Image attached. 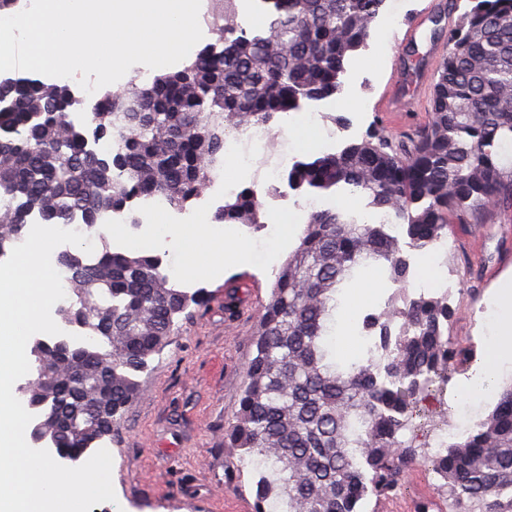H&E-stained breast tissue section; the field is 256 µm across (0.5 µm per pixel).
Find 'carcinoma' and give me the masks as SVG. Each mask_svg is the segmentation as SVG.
<instances>
[{"mask_svg":"<svg viewBox=\"0 0 512 512\" xmlns=\"http://www.w3.org/2000/svg\"><path fill=\"white\" fill-rule=\"evenodd\" d=\"M386 0H259L248 25L216 29L181 69L131 82L90 106L84 128L116 148L87 163L91 144L71 118V88L35 78L0 82V259L29 218L66 224L74 212L90 232L139 198L162 195L185 209L224 164V138L248 125L299 112L343 91L351 54L366 47ZM460 12L433 78L427 122L396 139L383 127L336 153H313L288 170L302 194H361L393 217L360 223L336 206L313 210L283 262L253 333L228 447L250 466L255 512H366L426 464L448 512H512V383L493 409L430 452L429 431L448 427L436 410L454 373L478 361L474 345L449 335L448 297L412 294V256L480 210H512V0H450ZM260 191L246 187L214 213L218 224L265 226ZM76 301L56 316L83 332L33 341L36 372L18 387L42 441L71 462L112 435L140 394L138 376L166 346L180 317L207 301L203 288L170 283L158 255L117 251L107 241L90 260L67 250ZM393 286L363 315L362 354L336 362V295L370 263Z\"/></svg>","mask_w":512,"mask_h":512,"instance_id":"1","label":"carcinoma"}]
</instances>
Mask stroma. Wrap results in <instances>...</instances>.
<instances>
[{
	"label": "stroma",
	"mask_w": 512,
	"mask_h": 512,
	"mask_svg": "<svg viewBox=\"0 0 512 512\" xmlns=\"http://www.w3.org/2000/svg\"><path fill=\"white\" fill-rule=\"evenodd\" d=\"M448 0H387L371 37L351 57L343 77L341 104L326 110L319 127L305 130L303 139L292 136L298 113L276 117L268 157L307 155V141L322 142L339 136V119L359 120L361 131L383 123L393 136L406 127L418 128L427 120V107L417 104L412 112H386L382 105L391 86L403 95L416 94L422 74L413 70L411 52L428 55L447 41L448 27L438 23ZM420 19L416 38L405 39L406 24ZM224 176L240 187L274 188L288 193V207L280 211L282 230L277 239L278 257L286 259L297 245V233L307 216L306 200L290 191L286 178L252 182L240 175L232 162H225ZM483 220L488 233L454 229L448 236V276L460 292L452 305L451 335L476 345L487 356L491 326L484 310L490 307L502 282L512 283V211H487ZM246 277L249 286L240 294L234 315L224 313L226 287L236 277ZM270 276L251 261L235 267H211L196 277L206 289L204 306L183 317L168 345L140 373L141 394L129 403L119 425L105 438L113 453L112 483L115 502L93 506L90 512H254V492L249 472L240 470L233 449L224 445V432L237 408L245 368L255 348L251 335L261 305L267 300ZM374 286V303L386 299L387 280L377 267L364 269L347 290L338 318L357 324L366 305L360 291ZM462 375L448 385L449 423L467 428L496 402L495 393L460 401ZM434 474L418 468L403 487L382 502L378 512H415L419 499L431 495Z\"/></svg>",
	"instance_id": "1"
}]
</instances>
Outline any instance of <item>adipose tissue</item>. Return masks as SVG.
Returning <instances> with one entry per match:
<instances>
[{
	"label": "adipose tissue",
	"mask_w": 512,
	"mask_h": 512,
	"mask_svg": "<svg viewBox=\"0 0 512 512\" xmlns=\"http://www.w3.org/2000/svg\"><path fill=\"white\" fill-rule=\"evenodd\" d=\"M133 247L137 250H164L178 256L180 262L175 274L183 278L196 276L210 265L225 263L235 266L247 262L252 253L251 245L239 242H227L221 244L217 251L204 253L192 246L186 233L174 232L166 226L158 227L153 236L134 242ZM500 308L501 312L494 324L495 361L485 364L484 368L476 373L474 382L463 383L459 390L460 396L465 397L474 392L494 388L503 367L512 368V289L502 288Z\"/></svg>",
	"instance_id": "ef3b65f1"
}]
</instances>
